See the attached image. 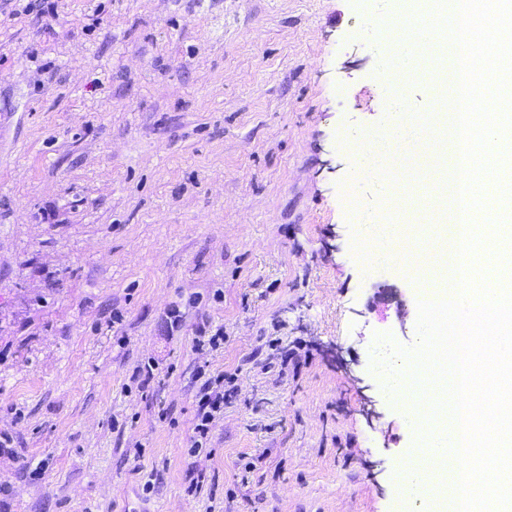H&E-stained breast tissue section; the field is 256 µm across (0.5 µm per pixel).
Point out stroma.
Listing matches in <instances>:
<instances>
[{"instance_id":"obj_1","label":"stroma","mask_w":512,"mask_h":512,"mask_svg":"<svg viewBox=\"0 0 512 512\" xmlns=\"http://www.w3.org/2000/svg\"><path fill=\"white\" fill-rule=\"evenodd\" d=\"M26 3L0 0V512H412L420 440L372 361L418 343L450 187L412 155L450 79L407 89L409 171L359 176L388 0ZM202 407L198 415L199 423L195 426V433L198 434L192 440L189 453L196 454L203 448V442L198 439H205L209 430V424L215 419V413L224 408V374L214 379H208L203 384Z\"/></svg>"}]
</instances>
